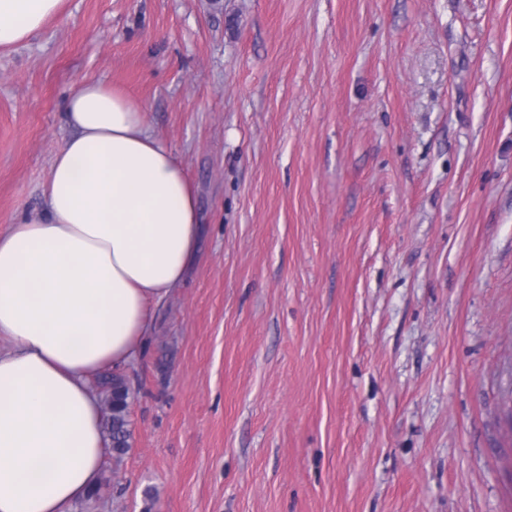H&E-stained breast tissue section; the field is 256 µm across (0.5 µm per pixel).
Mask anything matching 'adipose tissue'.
Instances as JSON below:
<instances>
[{
    "mask_svg": "<svg viewBox=\"0 0 512 512\" xmlns=\"http://www.w3.org/2000/svg\"><path fill=\"white\" fill-rule=\"evenodd\" d=\"M63 0H0V49ZM43 215L0 233V512H70L100 477L91 377L124 372L184 285L201 215L182 162L144 108L99 80L64 102Z\"/></svg>",
    "mask_w": 512,
    "mask_h": 512,
    "instance_id": "adipose-tissue-1",
    "label": "adipose tissue"
}]
</instances>
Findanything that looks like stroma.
<instances>
[{
  "mask_svg": "<svg viewBox=\"0 0 512 512\" xmlns=\"http://www.w3.org/2000/svg\"><path fill=\"white\" fill-rule=\"evenodd\" d=\"M83 80L202 217L86 512H512V0H65L0 51V232Z\"/></svg>",
  "mask_w": 512,
  "mask_h": 512,
  "instance_id": "stroma-1",
  "label": "stroma"
}]
</instances>
